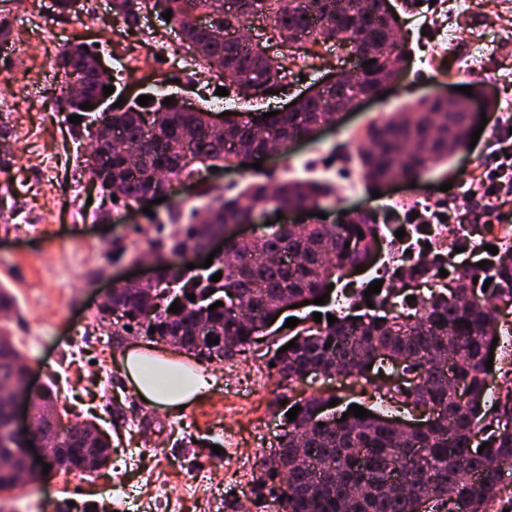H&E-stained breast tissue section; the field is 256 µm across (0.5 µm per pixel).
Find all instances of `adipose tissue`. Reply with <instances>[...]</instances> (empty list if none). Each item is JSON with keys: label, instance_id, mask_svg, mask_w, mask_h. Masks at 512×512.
Returning <instances> with one entry per match:
<instances>
[{"label": "adipose tissue", "instance_id": "adipose-tissue-1", "mask_svg": "<svg viewBox=\"0 0 512 512\" xmlns=\"http://www.w3.org/2000/svg\"><path fill=\"white\" fill-rule=\"evenodd\" d=\"M123 366L143 399L173 411L192 406L211 386L210 377L202 371L171 356H149L135 347L125 352Z\"/></svg>", "mask_w": 512, "mask_h": 512}]
</instances>
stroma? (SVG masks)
<instances>
[{
  "label": "stroma",
  "instance_id": "stroma-1",
  "mask_svg": "<svg viewBox=\"0 0 512 512\" xmlns=\"http://www.w3.org/2000/svg\"><path fill=\"white\" fill-rule=\"evenodd\" d=\"M398 15L397 38L405 47L401 74L384 98L346 113L315 139L292 145L287 155L267 159L266 170L291 169L338 184L336 209H364L382 224L408 223L410 214L396 201L422 199L444 211L449 227L460 224L512 226V196L483 208L470 187L483 174L499 136L501 151L512 154V134L504 113H512V0H468L459 12L461 35L451 46L436 37L435 14L410 8L409 0H391ZM52 0H0V14L13 17L8 40L0 39V125L11 131L7 148L14 164L0 169V285L16 301L17 318L10 328L24 351L33 386L57 383L61 402L75 421L96 420L112 437V462L103 473L86 476L56 470L41 476V512H55L65 499L108 501L113 512H141L146 501H174L176 512H263L256 498H237L224 455L212 444L235 436L236 449L251 461L277 444L283 425L279 409L288 388L268 365L266 344H258L224 363L204 364L214 376V396L203 397L186 411L172 413L144 401L128 382L122 355L128 346L148 344L144 337H109L97 320L98 305L113 279L151 274L148 266L132 267L129 259L112 257V243H132L143 213L112 203L93 186L78 158L88 145L75 140L67 115L46 110L61 95L55 71L38 72L42 59L57 58L70 43L93 46L113 72L116 94L136 98L176 94L193 107L244 109L235 95L217 96L221 81L204 69L185 73L165 64L160 53L181 55L177 33L156 13H147L138 33H127L112 13V0H79L74 12L57 15ZM488 50L485 74L464 68L473 42ZM485 86L494 102L477 144L438 164L416 184L382 186L380 197L359 188L346 194L340 186L355 177L356 162L344 161L355 136L371 121L397 115L411 100L461 86ZM108 210L110 226L94 215ZM151 345V344H148ZM154 354H170V346L151 345ZM232 419H225L227 408ZM208 469L206 484L191 485L195 470Z\"/></svg>",
  "mask_w": 512,
  "mask_h": 512
}]
</instances>
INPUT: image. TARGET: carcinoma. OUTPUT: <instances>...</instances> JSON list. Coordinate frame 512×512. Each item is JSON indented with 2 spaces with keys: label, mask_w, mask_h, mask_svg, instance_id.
Returning a JSON list of instances; mask_svg holds the SVG:
<instances>
[{
  "label": "carcinoma",
  "mask_w": 512,
  "mask_h": 512,
  "mask_svg": "<svg viewBox=\"0 0 512 512\" xmlns=\"http://www.w3.org/2000/svg\"><path fill=\"white\" fill-rule=\"evenodd\" d=\"M144 2L112 0V10L126 28L135 30L141 26ZM253 2V10L229 16L224 0H154L163 11H172L181 43L205 62V69L246 97L262 98L266 91L285 85L294 65L287 56H265L230 34L254 18L264 20L272 37H305L327 51L356 40L365 59L375 63L362 67L344 88L328 90L322 104L305 102L296 112L269 118L259 110L233 111L217 129L212 110L185 112L175 99L168 106L159 98L146 106L134 101L100 111L106 100L103 87L111 80L97 72L93 51L81 44L67 46L61 58L73 65L64 70L61 91L70 114L81 116L83 125L92 116L110 133L98 142L93 159L83 160L91 175L103 174L104 193L126 206L144 207L173 184L192 180L202 186L200 196L208 198L211 189L204 179L210 168L252 164L271 150L285 154L288 144L312 127L337 124V109L347 100L379 89L395 25L383 0H362L359 33L341 0ZM194 11L205 13L208 21L199 25L189 20ZM84 102L94 109H80ZM407 109L405 121L381 120L366 128L359 160L367 183L420 179L431 165L466 146V102L451 112L448 103L430 100L412 101ZM331 202H336V192L326 182L275 178L254 168L245 188L235 194L186 209L176 204L163 219L149 216V223L158 225L157 236L135 228L134 233L146 237V248L130 260L150 258L160 267L159 279L136 288L116 285L112 307L100 310L99 321H106L103 314L109 311L118 312L120 319L112 326L127 335L191 350L208 348L207 338L217 337L224 360L233 359L257 342L269 326V315L285 299L305 296L310 302L327 293L349 270L367 265L394 226L377 223L369 212H350L335 224L268 225L263 234L234 242L215 255L208 268L175 266L167 255L190 253L203 262L211 254L207 238L224 233L229 224L256 220L281 206L323 209ZM436 261L425 253L402 266L396 279L404 284L424 281ZM449 267L444 287L431 288L410 303L408 293L389 287L374 307L361 303L362 314L331 308L322 312L319 323L310 313L288 329V340L295 346L270 357L288 385L305 383L312 371L313 380L345 379L354 387L371 388L382 406L413 411L424 407L434 419L416 431L402 430V418L373 409L367 418L350 414L344 421L341 412L327 414L336 394L321 388L294 401L301 411L292 422L283 417L286 429L275 451L262 455L256 478L259 490L281 500L282 512H416L422 500L429 503L427 512H495L503 492L500 470L512 466V368L493 393L485 375L493 347L512 365V339L492 345L500 337L494 309L512 306V248H498L483 268ZM218 272L221 279L211 281ZM488 279L491 284L485 290ZM218 301L223 305L209 310ZM175 302L180 305L177 313L169 311ZM329 314L337 318L332 325ZM393 360L400 362L404 381L389 386L380 378ZM27 369L9 331L0 326V487L11 483L5 468L20 461L24 448L10 426L8 397L11 388L24 382ZM34 410L37 422L46 425L54 419L64 426L66 410L59 405L54 383L43 387ZM320 422L324 426H318ZM79 425L74 434L87 448L75 467L92 457L99 463L111 461L110 442L93 437L96 425Z\"/></svg>",
  "instance_id": "carcinoma-1"
}]
</instances>
